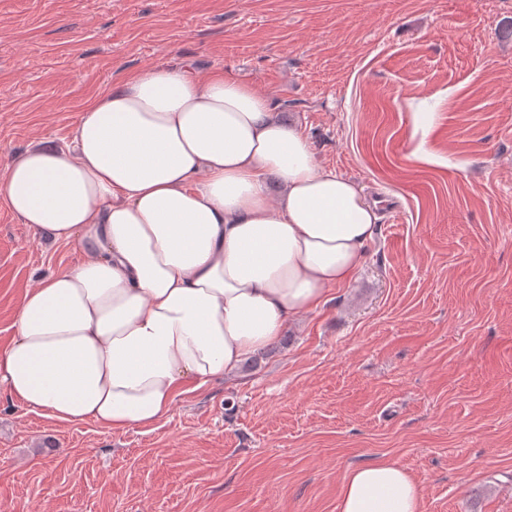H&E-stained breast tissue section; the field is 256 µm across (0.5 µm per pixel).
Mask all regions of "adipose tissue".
<instances>
[{
    "mask_svg": "<svg viewBox=\"0 0 512 512\" xmlns=\"http://www.w3.org/2000/svg\"><path fill=\"white\" fill-rule=\"evenodd\" d=\"M0 197L85 256L27 287L0 386L114 431L164 418L351 282L376 221L266 96L224 70L163 64L95 98L66 148L12 158ZM336 509L421 512V488L382 457L347 470Z\"/></svg>",
    "mask_w": 512,
    "mask_h": 512,
    "instance_id": "1",
    "label": "adipose tissue"
}]
</instances>
